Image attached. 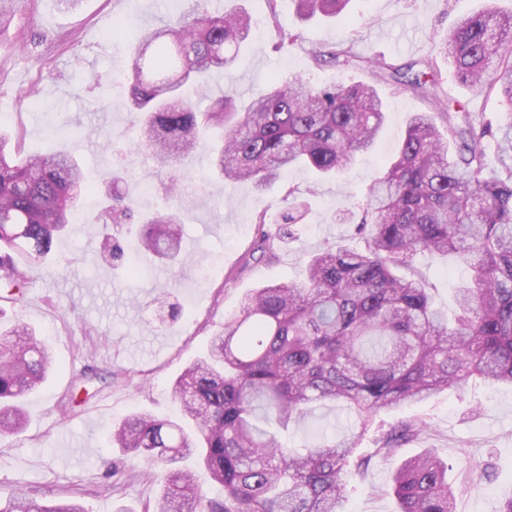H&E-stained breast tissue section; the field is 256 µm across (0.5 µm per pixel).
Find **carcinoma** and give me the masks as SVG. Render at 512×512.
<instances>
[{
  "label": "carcinoma",
  "instance_id": "obj_1",
  "mask_svg": "<svg viewBox=\"0 0 512 512\" xmlns=\"http://www.w3.org/2000/svg\"><path fill=\"white\" fill-rule=\"evenodd\" d=\"M18 0H0V33ZM275 48L297 36L267 0ZM302 18L335 16L350 0H295ZM458 22L441 39V58L480 93L504 107L497 128L469 112H418L398 156L369 188L362 204L359 249L327 246L314 254L301 282L262 285L224 318L207 353L175 380L176 419L136 412L112 431L127 454L159 468L154 512H346L347 483L371 458L357 454L382 414L473 380L512 384V12L493 5ZM251 30L241 7L220 15L192 0L176 21L142 29L126 73L128 107L139 123L138 150L160 167L190 156L201 133L212 135V174L263 188L296 165L320 176L345 170L375 144L386 122L384 101L371 85L314 86L301 77L274 78L245 105L223 95L200 111L182 88L215 69L235 66ZM316 63L348 67L349 46L314 50ZM497 144L488 167L483 141ZM93 192L73 153L25 156L20 138L0 131V287L21 293L34 262L52 252L55 237L74 228L75 188ZM132 195L112 197L105 224L132 217ZM249 257H272L288 232L264 230ZM182 220L166 207L144 217L142 249L169 261L181 254ZM425 252L453 254L473 271L455 294L453 318L438 308L424 280L404 276ZM46 343L24 323L0 332V439L27 424L26 397L53 368ZM325 403L341 405L354 424L339 438L321 435L285 446L264 418L286 429ZM423 422L375 438L385 459L417 436ZM193 456L198 470L179 466ZM448 462L429 449L402 461L393 478L398 512H455ZM223 489L203 494L200 475ZM0 512H86L79 497L41 504L0 486Z\"/></svg>",
  "mask_w": 512,
  "mask_h": 512
}]
</instances>
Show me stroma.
<instances>
[{
    "label": "stroma",
    "mask_w": 512,
    "mask_h": 512,
    "mask_svg": "<svg viewBox=\"0 0 512 512\" xmlns=\"http://www.w3.org/2000/svg\"><path fill=\"white\" fill-rule=\"evenodd\" d=\"M237 4L252 16L253 31L231 75L212 71L206 92H193V100L243 96L275 76L319 85L370 83L389 106L371 153L336 177L297 168L264 190L213 177L204 147L171 173L156 171L152 159L135 151L138 129L121 82L128 46L112 33L175 21L181 7L171 0H83L73 12L60 10L56 0H21L10 28L0 35V126L19 132L27 153L66 145L101 195L137 193V181L150 179L152 190L137 193L144 213L167 206L165 186L169 174H176L186 258L171 265L140 251L141 226L133 221L113 225L124 257L111 261L97 208L86 206L79 232L56 241L48 267L33 271L22 298L0 304V329L18 320L29 324L57 362L26 400L25 431L0 440V485L41 501L76 492L86 512H116L121 505L140 512L160 484L148 480L145 460L131 458L119 487L106 485L102 461L121 455L110 442L114 424L144 410L172 415L174 381L206 352L225 315L238 310L250 289L302 280L308 259L324 246H357L350 213L393 157L412 113L432 111L437 100L450 99L473 116L498 120L496 97L461 83L451 68H442L429 92L397 95L368 65L374 58L398 65L438 59L441 36L459 18L484 8L486 0H351L344 15L309 21L296 17L292 0H279L281 23L300 34L279 52L272 47L266 0H208L213 11ZM341 45L351 46L354 66H319L310 58L312 50ZM299 200L307 210L292 225L287 244L272 258L246 261L257 215L277 222ZM129 259L145 270L143 279L126 274ZM415 271L447 307L454 289L470 278L454 258L431 253L418 257ZM163 290L176 304L177 317L156 304ZM77 387L86 391L85 409L65 412L64 397ZM413 420L424 421L425 428L401 446L396 459L374 460L364 473L349 477L348 512H396L389 492L396 460L426 448L452 466L456 512H497L500 502L512 497V386L476 381L463 392L445 391L385 413L379 423L387 428Z\"/></svg>",
    "instance_id": "1"
}]
</instances>
